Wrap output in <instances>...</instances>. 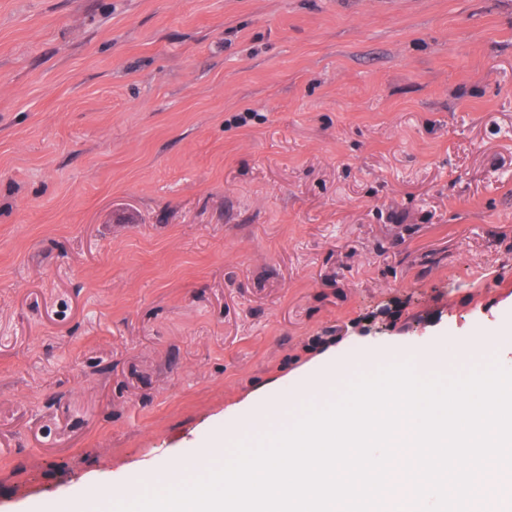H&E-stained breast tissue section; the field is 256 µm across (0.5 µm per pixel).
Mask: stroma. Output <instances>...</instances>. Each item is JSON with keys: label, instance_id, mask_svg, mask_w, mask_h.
<instances>
[{"label": "stroma", "instance_id": "stroma-1", "mask_svg": "<svg viewBox=\"0 0 512 512\" xmlns=\"http://www.w3.org/2000/svg\"><path fill=\"white\" fill-rule=\"evenodd\" d=\"M509 325L512 0H0V512Z\"/></svg>", "mask_w": 512, "mask_h": 512}]
</instances>
